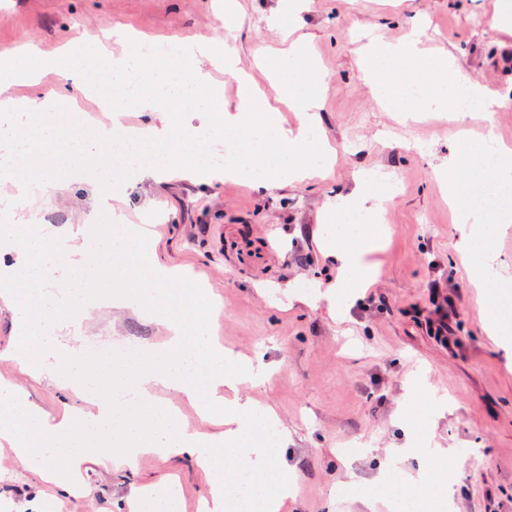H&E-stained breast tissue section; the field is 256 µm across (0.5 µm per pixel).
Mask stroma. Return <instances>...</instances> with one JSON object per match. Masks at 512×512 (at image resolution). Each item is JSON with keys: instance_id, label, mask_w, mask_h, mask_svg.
Returning a JSON list of instances; mask_svg holds the SVG:
<instances>
[{"instance_id": "stroma-1", "label": "stroma", "mask_w": 512, "mask_h": 512, "mask_svg": "<svg viewBox=\"0 0 512 512\" xmlns=\"http://www.w3.org/2000/svg\"><path fill=\"white\" fill-rule=\"evenodd\" d=\"M238 5L241 22L228 33L224 0H0V52L31 44L52 55L89 33L103 36L102 57L110 62L131 52L110 39L116 29L171 47L223 37L238 73L272 104L279 84L260 56L293 42L308 49L319 74V134L335 150L328 173L266 192L244 182L204 187L146 178L112 200L110 212L122 223L148 226L158 261L219 297L210 322L219 344L269 365L265 384L243 385L237 395L272 407L291 434L281 461L295 486L288 512H359V488L375 512H391L376 477L394 465L406 480H430L425 458L410 450L422 436L453 455L456 512H512V357L486 332V311L456 250L460 227L437 177L458 150L459 126L448 113L412 120L388 111L357 65L370 41L397 42L423 27L427 52L448 56L505 99L474 134L489 129L512 146V34L492 25V0H307L287 29L271 21L280 0ZM63 83L80 120L111 124V113L74 72L48 70L37 81L9 83L7 92L42 101ZM365 173L389 175L397 187L382 214L389 233L372 256L378 279L336 317L325 303L300 297L304 284L335 280V266L319 248L320 217ZM97 198L90 186L66 184L51 195L30 194L24 209H9L10 219L52 218L51 235L60 239L98 215ZM435 281L459 313L462 345L452 352L425 324ZM162 339L150 318L94 301L78 331L60 342L79 355L90 342H133L145 350ZM15 346L13 317L0 309V380L49 423L96 412L93 392L76 393L11 361ZM434 394L446 398V408L433 410ZM351 442L359 448L350 454ZM147 487L171 488L176 512H201L210 498L204 472L185 455L144 452L128 467L104 453L66 489L17 463L0 469L5 512H22L36 500L42 512H130Z\"/></svg>"}]
</instances>
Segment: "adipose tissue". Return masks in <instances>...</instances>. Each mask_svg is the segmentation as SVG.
Listing matches in <instances>:
<instances>
[{"instance_id":"1","label":"adipose tissue","mask_w":512,"mask_h":512,"mask_svg":"<svg viewBox=\"0 0 512 512\" xmlns=\"http://www.w3.org/2000/svg\"><path fill=\"white\" fill-rule=\"evenodd\" d=\"M394 193L388 185L364 182L358 184L348 195L330 203L322 216L321 235L326 242L323 255L338 263L342 272L340 280L328 285L320 300L329 309L340 311L357 298L360 288L365 287L377 276L376 268L368 257L380 246L386 229L376 221L386 203ZM434 472L441 475L439 484H415L395 489L392 496L397 508L413 506L416 512H426L431 497H438L445 503L453 501V483L448 475L452 463L447 450H434L431 458Z\"/></svg>"}]
</instances>
